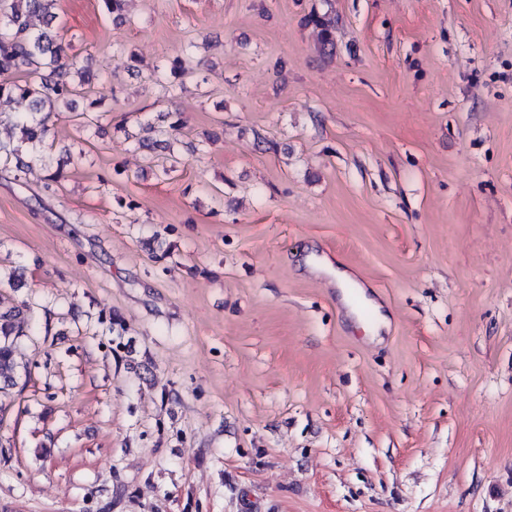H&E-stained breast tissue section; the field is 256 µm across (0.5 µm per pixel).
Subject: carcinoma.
<instances>
[{"label": "carcinoma", "mask_w": 512, "mask_h": 512, "mask_svg": "<svg viewBox=\"0 0 512 512\" xmlns=\"http://www.w3.org/2000/svg\"><path fill=\"white\" fill-rule=\"evenodd\" d=\"M104 11L115 21L123 20L127 0H101ZM60 0H0V168L16 180L26 177L30 161L27 144H48V118L69 112L80 126L98 122L99 108L112 87L95 78L54 29ZM194 54L187 49L170 61V74L183 79L193 73ZM182 123L141 128L139 146L153 148L178 141ZM26 325V308L0 307V379L13 382L15 363L10 337L19 336Z\"/></svg>", "instance_id": "1"}]
</instances>
